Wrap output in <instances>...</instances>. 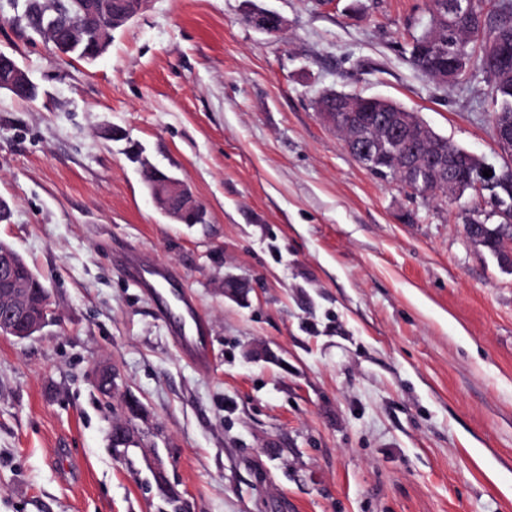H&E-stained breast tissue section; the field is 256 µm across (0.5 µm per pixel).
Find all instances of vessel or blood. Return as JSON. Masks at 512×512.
<instances>
[{
  "label": "vessel or blood",
  "mask_w": 512,
  "mask_h": 512,
  "mask_svg": "<svg viewBox=\"0 0 512 512\" xmlns=\"http://www.w3.org/2000/svg\"><path fill=\"white\" fill-rule=\"evenodd\" d=\"M130 278L156 304L169 322L179 354L199 372L211 366L209 325L190 295L173 288L175 275L163 265L143 256H133L127 264Z\"/></svg>",
  "instance_id": "vessel-or-blood-1"
}]
</instances>
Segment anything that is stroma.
Listing matches in <instances>:
<instances>
[{"label":"stroma","instance_id":"stroma-1","mask_svg":"<svg viewBox=\"0 0 512 512\" xmlns=\"http://www.w3.org/2000/svg\"><path fill=\"white\" fill-rule=\"evenodd\" d=\"M429 0H150L87 63L0 0V242L54 318L0 335V512H512V273L465 235L488 195L425 200L364 168L316 111L383 96L499 167L489 80L409 61ZM257 9L283 17L274 36ZM202 224L164 216L148 171ZM167 265L211 327L197 372L130 280ZM243 280L245 299L225 297ZM108 365L140 401L113 448ZM248 21L252 27L271 35L282 33L286 25L280 15L266 10L252 12ZM15 62H11L7 59L0 60V90H7L11 95L15 97V95L20 94L18 97L20 100L24 101H32L37 97V87L33 83V85L29 88H21L17 92H13L18 90V88L25 86L30 82V78L27 75V72L22 68L18 67L15 69L14 81L8 86L7 82L12 77L13 74V65ZM13 89V91L11 90Z\"/></svg>","mask_w":512,"mask_h":512}]
</instances>
